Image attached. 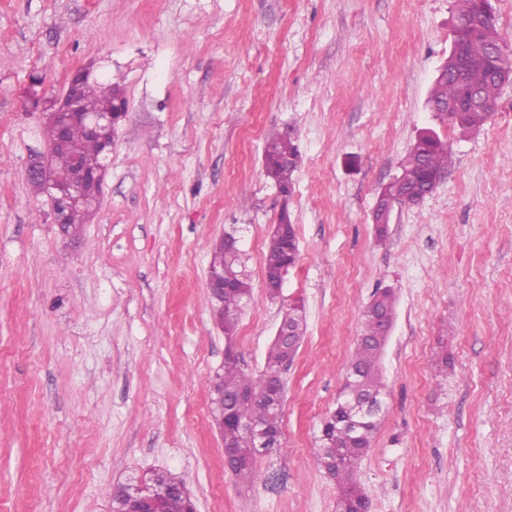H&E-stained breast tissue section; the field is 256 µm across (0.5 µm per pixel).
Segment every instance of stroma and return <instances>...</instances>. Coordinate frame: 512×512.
Returning a JSON list of instances; mask_svg holds the SVG:
<instances>
[{"mask_svg":"<svg viewBox=\"0 0 512 512\" xmlns=\"http://www.w3.org/2000/svg\"><path fill=\"white\" fill-rule=\"evenodd\" d=\"M455 0H0V512H109L112 491L176 474L196 512H335L315 455L376 288L396 291L387 413L362 462L371 512H512V83L464 134L427 99ZM120 84L128 114L78 242L26 179L46 103L71 73ZM293 130L282 196L265 133ZM454 166L419 205L378 192L419 132ZM299 261L269 300L281 209ZM238 240L253 299L236 350L262 371L283 315L306 333L283 378L281 448L260 482L224 466L209 389L226 342L211 249ZM454 358L448 379L434 364Z\"/></svg>","mask_w":512,"mask_h":512,"instance_id":"1","label":"stroma"}]
</instances>
